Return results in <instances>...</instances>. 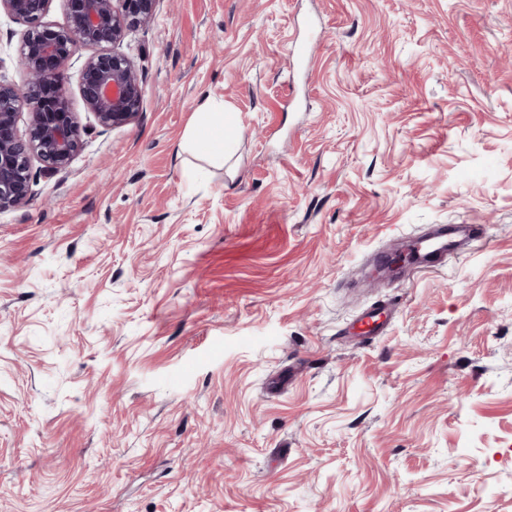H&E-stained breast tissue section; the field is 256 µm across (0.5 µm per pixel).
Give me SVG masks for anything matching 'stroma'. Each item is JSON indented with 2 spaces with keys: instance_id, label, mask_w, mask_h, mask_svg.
<instances>
[{
  "instance_id": "obj_1",
  "label": "stroma",
  "mask_w": 512,
  "mask_h": 512,
  "mask_svg": "<svg viewBox=\"0 0 512 512\" xmlns=\"http://www.w3.org/2000/svg\"><path fill=\"white\" fill-rule=\"evenodd\" d=\"M119 50L138 118L71 68L83 149L0 212V512H512V0H158ZM436 224L485 237L373 273ZM395 315V306L389 302L374 303L362 311L355 321L362 342L383 335Z\"/></svg>"
}]
</instances>
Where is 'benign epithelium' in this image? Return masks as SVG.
<instances>
[{
	"instance_id": "obj_1",
	"label": "benign epithelium",
	"mask_w": 512,
	"mask_h": 512,
	"mask_svg": "<svg viewBox=\"0 0 512 512\" xmlns=\"http://www.w3.org/2000/svg\"><path fill=\"white\" fill-rule=\"evenodd\" d=\"M53 0H0V9L27 24L18 65L19 87L0 79V211L31 195L33 161L51 172L66 169L84 145L87 129L73 112H43L37 91L55 88L67 100L68 71L83 59L80 93L86 111L107 129L133 121L142 87L133 61L117 51L129 31L152 21L157 0H67L70 23L52 30L43 22ZM89 51L84 56L82 52ZM27 115V129L18 122Z\"/></svg>"
}]
</instances>
